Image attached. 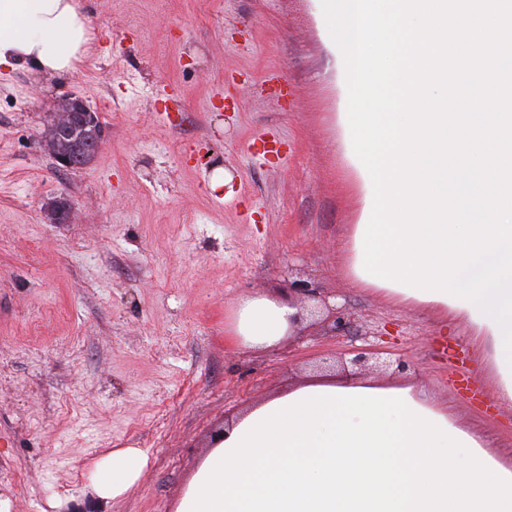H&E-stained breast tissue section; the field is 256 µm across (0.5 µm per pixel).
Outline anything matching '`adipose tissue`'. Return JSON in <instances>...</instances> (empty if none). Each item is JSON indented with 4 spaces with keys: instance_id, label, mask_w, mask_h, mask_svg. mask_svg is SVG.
Here are the masks:
<instances>
[{
    "instance_id": "ef3b65f1",
    "label": "adipose tissue",
    "mask_w": 512,
    "mask_h": 512,
    "mask_svg": "<svg viewBox=\"0 0 512 512\" xmlns=\"http://www.w3.org/2000/svg\"><path fill=\"white\" fill-rule=\"evenodd\" d=\"M98 41L81 0H0V77L66 76ZM294 308L240 304L233 333L286 336ZM150 461L115 448L93 464L98 506L122 498ZM176 512H512V462L417 381L348 376L298 386L239 417L197 468Z\"/></svg>"
}]
</instances>
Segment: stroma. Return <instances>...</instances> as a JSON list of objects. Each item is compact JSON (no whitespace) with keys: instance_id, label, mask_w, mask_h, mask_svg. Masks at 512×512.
<instances>
[{"instance_id":"obj_1","label":"stroma","mask_w":512,"mask_h":512,"mask_svg":"<svg viewBox=\"0 0 512 512\" xmlns=\"http://www.w3.org/2000/svg\"><path fill=\"white\" fill-rule=\"evenodd\" d=\"M86 2L96 58L69 77L17 73L0 93V494L12 512H95L90 466L113 448L148 449L151 463L108 512H175L226 422L360 347L405 360L511 461L512 407L464 330L349 272L363 193L321 0ZM172 83L183 95L165 119L156 101ZM70 94L105 137L90 164L62 171L39 134ZM267 127L279 155L245 152ZM62 199L77 217L50 223ZM299 280L334 296L345 328L323 310L270 346L232 335L245 298L307 305Z\"/></svg>"}]
</instances>
